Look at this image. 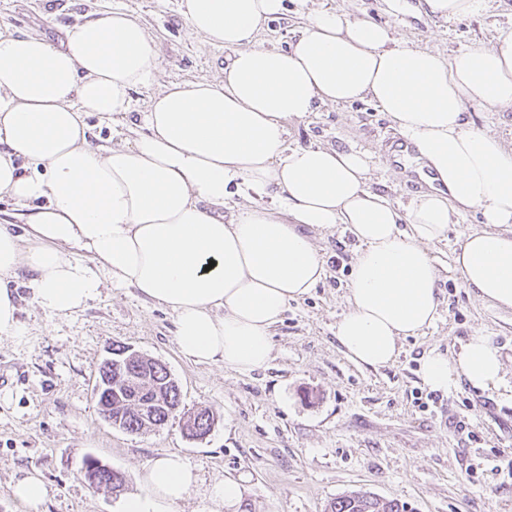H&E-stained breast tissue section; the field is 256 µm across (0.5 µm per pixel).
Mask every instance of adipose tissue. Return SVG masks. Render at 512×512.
<instances>
[{
    "instance_id": "1",
    "label": "adipose tissue",
    "mask_w": 512,
    "mask_h": 512,
    "mask_svg": "<svg viewBox=\"0 0 512 512\" xmlns=\"http://www.w3.org/2000/svg\"><path fill=\"white\" fill-rule=\"evenodd\" d=\"M282 10L283 0H181L189 32L230 49L223 75L156 90L138 112L143 134L116 147L92 144L86 119L109 125L137 112L134 94L157 72L146 26L112 10L66 28L56 49L0 25V197L25 219L0 224L1 336L22 333L19 271L56 317L86 307L106 279L169 309L193 362L249 373L269 360L289 303L325 276L310 229L344 224L360 249L336 340L357 365L383 367L402 339L437 322L430 247L471 211L484 227L465 235L455 269L483 302L512 311V149L466 117L512 107V33L446 58L320 8L288 48L252 45ZM364 98L431 173L407 208L368 189V155L286 145L287 120ZM234 188L274 192L278 205L224 218ZM503 368L492 336L476 330L453 354L425 355L420 372L437 391L462 380L488 390ZM196 482L182 456L165 454L120 512H172Z\"/></svg>"
}]
</instances>
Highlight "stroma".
I'll return each mask as SVG.
<instances>
[{
  "label": "stroma",
  "instance_id": "1",
  "mask_svg": "<svg viewBox=\"0 0 512 512\" xmlns=\"http://www.w3.org/2000/svg\"><path fill=\"white\" fill-rule=\"evenodd\" d=\"M389 27L411 47L443 56L488 46L512 30V0H490L482 12L446 21L414 10L388 13L382 0H313ZM179 0H0V25L42 35L60 46L67 26L85 15L126 10L147 27L160 82L219 77L228 52L191 36ZM309 16L296 0L265 21L255 40L286 48ZM288 147L310 145L367 153L369 186L406 207L421 186L390 155L396 130L370 101L322 104L286 123ZM477 214L454 217L448 237L431 246L441 317L402 340L392 364L374 369L350 361L336 341L349 307L352 260L359 249L343 226L314 231L325 279L292 303L272 336V358L243 374L199 365L182 355L173 314L142 300L135 289L103 282L83 310L57 318L44 312L20 273L22 335H0V512H17L9 485L38 470L47 489L43 512H118L122 496L140 490V474L167 453L181 455L198 483L173 512H210L212 485L238 483L232 512H325L341 494L362 491L407 503L410 512H512V312L476 299L454 269L465 234L481 229ZM476 329L499 347L500 388L467 382L450 391L426 386L419 373L430 351L454 350ZM120 344L165 363L177 380L184 410L209 408L210 434L189 438L182 417L157 430L129 434L98 413L93 387L102 360ZM94 457L125 476L122 495L89 486L81 473Z\"/></svg>",
  "mask_w": 512,
  "mask_h": 512
}]
</instances>
